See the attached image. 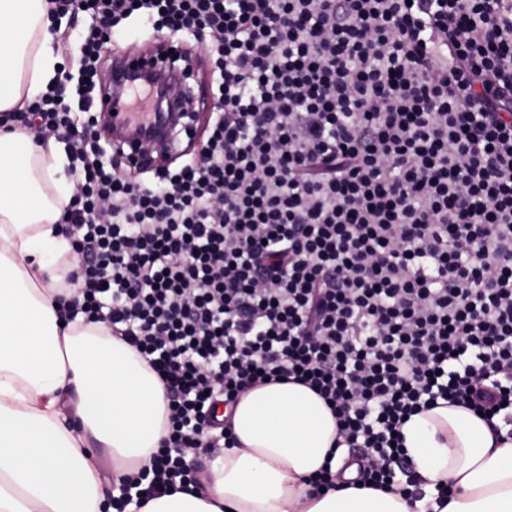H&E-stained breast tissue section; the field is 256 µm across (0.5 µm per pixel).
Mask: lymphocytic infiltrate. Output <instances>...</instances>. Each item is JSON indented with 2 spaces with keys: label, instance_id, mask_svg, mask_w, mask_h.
Masks as SVG:
<instances>
[{
  "label": "lymphocytic infiltrate",
  "instance_id": "lymphocytic-infiltrate-1",
  "mask_svg": "<svg viewBox=\"0 0 512 512\" xmlns=\"http://www.w3.org/2000/svg\"><path fill=\"white\" fill-rule=\"evenodd\" d=\"M89 17L78 69L0 113L65 133L76 190L61 320L84 315L162 382L166 430L124 478L200 487L185 448H230L245 390L295 381L386 489L401 427L439 401L512 425V0H48ZM134 20L210 64L179 157L102 138L99 73ZM85 116L74 125L73 112Z\"/></svg>",
  "mask_w": 512,
  "mask_h": 512
}]
</instances>
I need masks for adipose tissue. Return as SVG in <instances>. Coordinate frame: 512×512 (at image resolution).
Segmentation results:
<instances>
[{"label":"adipose tissue","instance_id":"ef3b65f1","mask_svg":"<svg viewBox=\"0 0 512 512\" xmlns=\"http://www.w3.org/2000/svg\"><path fill=\"white\" fill-rule=\"evenodd\" d=\"M46 0H0V112L44 92L60 63ZM55 138L0 130V512H107L99 449L112 477L148 464L166 434L165 394L145 360L99 325L61 326L56 227L74 193ZM234 448L210 460L203 491L142 512H512V427L448 404L403 425L420 496L354 487L335 449L337 421L305 385L242 394ZM343 488L316 493L323 466ZM451 483L445 504L435 486Z\"/></svg>","mask_w":512,"mask_h":512}]
</instances>
